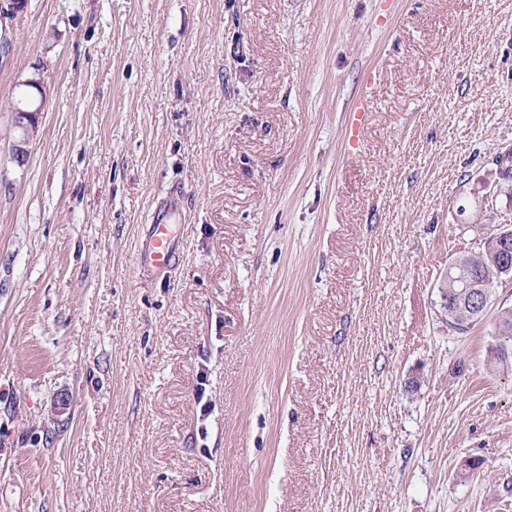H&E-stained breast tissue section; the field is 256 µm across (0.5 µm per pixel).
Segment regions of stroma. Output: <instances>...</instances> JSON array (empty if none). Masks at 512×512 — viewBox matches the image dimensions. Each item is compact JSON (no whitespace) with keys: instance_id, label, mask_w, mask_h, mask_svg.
Here are the masks:
<instances>
[{"instance_id":"35a3bbf8","label":"stroma","mask_w":512,"mask_h":512,"mask_svg":"<svg viewBox=\"0 0 512 512\" xmlns=\"http://www.w3.org/2000/svg\"><path fill=\"white\" fill-rule=\"evenodd\" d=\"M22 3L0 0V512H512L489 364L512 281L464 334L438 296L472 225L512 217V0ZM38 89L36 96L30 98L19 99L13 107L14 112V129L17 135L13 140L12 158L19 164L23 165L27 162L33 142L36 141L38 133V120L41 114L45 98L40 81L30 80L26 84ZM368 119V113L364 107H357L350 112L347 119V136L348 143L352 149H357L360 142L361 134L364 130ZM152 254L157 268L165 269L171 264L172 249L169 243V232L166 224H153Z\"/></svg>"}]
</instances>
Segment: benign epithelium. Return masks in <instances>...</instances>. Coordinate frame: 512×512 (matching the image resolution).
<instances>
[{"mask_svg":"<svg viewBox=\"0 0 512 512\" xmlns=\"http://www.w3.org/2000/svg\"><path fill=\"white\" fill-rule=\"evenodd\" d=\"M27 85L37 88V96L20 99L13 107L14 129L17 135L13 140L12 158L22 165L27 162L33 142L36 141L38 133V120L41 114L45 98L43 97L42 86L37 80H30ZM494 242H489L486 247H490L497 253L495 278H469L458 284L459 291L455 294L454 303L468 309L476 320H482L492 302V287L502 281H512V225L499 224L493 234ZM471 253L464 252L453 256L448 261V272L445 279L438 286L440 306L448 307V281L456 280L455 274L464 270V264Z\"/></svg>","mask_w":512,"mask_h":512,"instance_id":"benign-epithelium-1","label":"benign epithelium"}]
</instances>
